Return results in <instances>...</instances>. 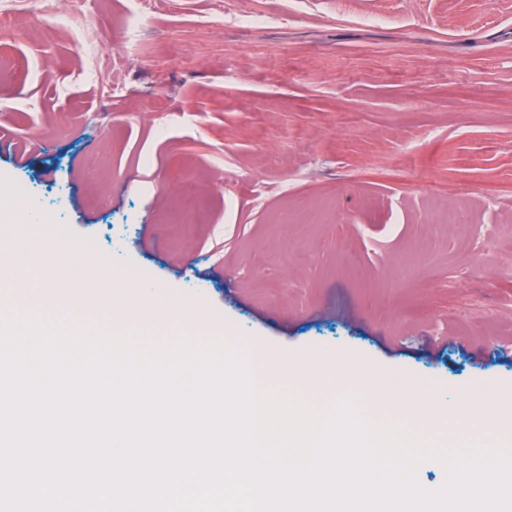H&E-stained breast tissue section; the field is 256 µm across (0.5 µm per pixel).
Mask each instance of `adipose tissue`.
<instances>
[{
    "label": "adipose tissue",
    "instance_id": "1",
    "mask_svg": "<svg viewBox=\"0 0 512 512\" xmlns=\"http://www.w3.org/2000/svg\"><path fill=\"white\" fill-rule=\"evenodd\" d=\"M346 378L358 381L371 404L389 417L405 423L422 421L436 429L448 425L475 424L482 432L500 433L512 425V392L503 391L493 401L472 394L449 400L447 406L420 402L412 384L406 380H393L391 375L379 372L345 370Z\"/></svg>",
    "mask_w": 512,
    "mask_h": 512
}]
</instances>
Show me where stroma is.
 I'll return each instance as SVG.
<instances>
[{
  "mask_svg": "<svg viewBox=\"0 0 512 512\" xmlns=\"http://www.w3.org/2000/svg\"><path fill=\"white\" fill-rule=\"evenodd\" d=\"M261 23L243 26V15ZM0 27V200L247 360L512 390V0H89ZM464 221L448 226L449 206ZM271 388L327 409L341 376Z\"/></svg>",
  "mask_w": 512,
  "mask_h": 512,
  "instance_id": "stroma-1",
  "label": "stroma"
}]
</instances>
